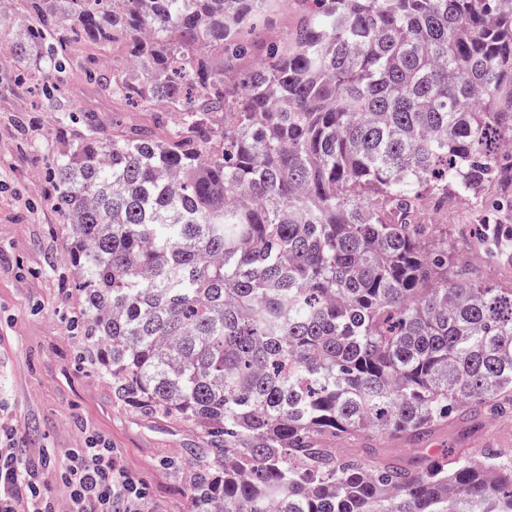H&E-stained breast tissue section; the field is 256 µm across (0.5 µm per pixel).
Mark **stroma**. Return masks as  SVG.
<instances>
[{"mask_svg":"<svg viewBox=\"0 0 512 512\" xmlns=\"http://www.w3.org/2000/svg\"><path fill=\"white\" fill-rule=\"evenodd\" d=\"M20 34L0 29V429L27 458L47 454L58 467L86 439L107 443L118 464L145 482L151 512H192L187 462L201 437L116 400L70 328L79 310L61 274L70 240L43 177L69 144L57 138L58 115L43 109L39 93L2 83L18 66L11 44ZM341 448L421 467L450 448H512V419L466 415L417 443L377 433Z\"/></svg>","mask_w":512,"mask_h":512,"instance_id":"1","label":"stroma"}]
</instances>
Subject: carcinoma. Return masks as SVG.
<instances>
[{
  "mask_svg": "<svg viewBox=\"0 0 512 512\" xmlns=\"http://www.w3.org/2000/svg\"><path fill=\"white\" fill-rule=\"evenodd\" d=\"M25 0L13 51L71 141L49 171L76 330L116 399L198 430L193 512H512V456L416 470L344 455L512 414V282L479 281L424 207L484 212L463 248L499 263L512 224V0ZM108 102L59 100L69 57ZM454 268L448 274V268ZM297 18L298 5L294 0H288V9H280L279 15L272 19L270 25L258 30L257 34L262 38H284L294 27Z\"/></svg>",
  "mask_w": 512,
  "mask_h": 512,
  "instance_id": "1",
  "label": "carcinoma"
}]
</instances>
